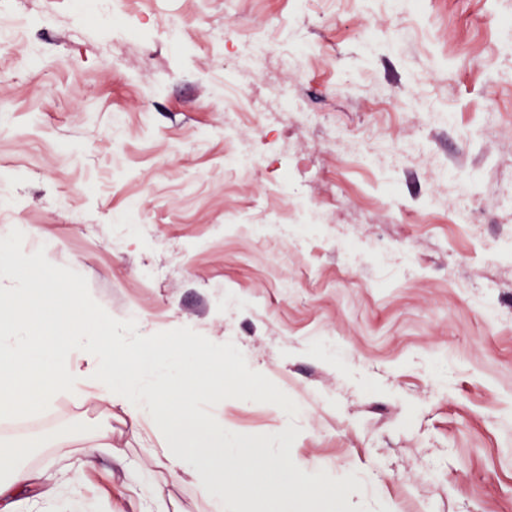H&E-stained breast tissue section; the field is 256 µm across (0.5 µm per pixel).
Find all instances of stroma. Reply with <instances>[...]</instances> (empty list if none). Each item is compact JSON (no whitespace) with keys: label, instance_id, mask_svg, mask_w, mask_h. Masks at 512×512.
<instances>
[{"label":"stroma","instance_id":"35a3bbf8","mask_svg":"<svg viewBox=\"0 0 512 512\" xmlns=\"http://www.w3.org/2000/svg\"><path fill=\"white\" fill-rule=\"evenodd\" d=\"M119 8L148 46L93 0H0L29 18L0 48V289L46 261L129 344H211L237 382L198 403L200 419L336 484L335 500L301 495L287 512H512V0ZM258 36L271 45L260 75L242 66ZM285 48L297 60L284 68ZM244 93L265 111L225 119V98ZM287 93L314 127L279 112ZM423 98L447 124L414 119ZM371 132L426 149L394 166L362 146ZM229 143L259 165L226 169ZM442 164L475 175L476 225L457 223ZM298 204L317 209L313 232L281 223ZM256 372L279 404L239 393ZM106 427L111 447L84 466ZM46 428L65 445L29 464L54 459L62 499L26 512H62L68 496L89 512H212L161 468L158 432L129 434L119 406L63 395L26 423L0 418V439Z\"/></svg>","mask_w":512,"mask_h":512}]
</instances>
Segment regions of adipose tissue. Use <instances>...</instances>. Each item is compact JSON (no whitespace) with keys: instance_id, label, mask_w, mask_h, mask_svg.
Instances as JSON below:
<instances>
[{"instance_id":"obj_1","label":"adipose tissue","mask_w":512,"mask_h":512,"mask_svg":"<svg viewBox=\"0 0 512 512\" xmlns=\"http://www.w3.org/2000/svg\"><path fill=\"white\" fill-rule=\"evenodd\" d=\"M4 294L18 299L23 316L10 334H0L1 417L37 413L63 393L120 403L131 427L144 420L160 425L164 468L174 479L195 481L216 512H223L229 481L240 502L284 512L300 469L259 443L225 435L223 428L196 418L197 403L211 390L198 339L179 337L172 351L160 348L156 337L143 336L132 353L115 331L78 332L83 299L46 272ZM32 447L28 440L0 443V512H19L29 493L58 497L56 486L44 483L43 469L28 466Z\"/></svg>"}]
</instances>
